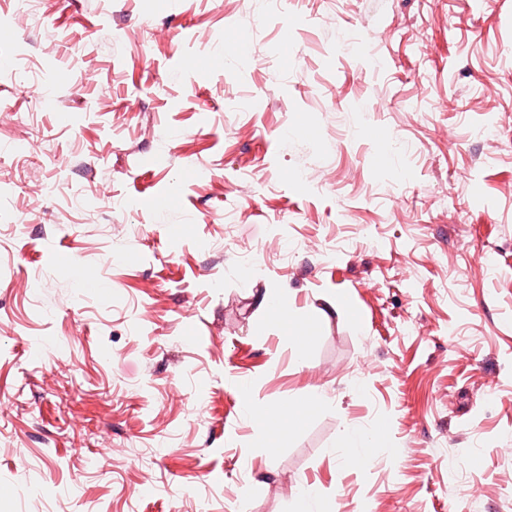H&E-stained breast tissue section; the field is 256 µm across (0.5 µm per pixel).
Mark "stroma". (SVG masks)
Listing matches in <instances>:
<instances>
[{
	"mask_svg": "<svg viewBox=\"0 0 512 512\" xmlns=\"http://www.w3.org/2000/svg\"><path fill=\"white\" fill-rule=\"evenodd\" d=\"M19 7L0 512H512V0ZM377 430L364 429L356 425H348L343 431L340 445L341 458L350 467H360L366 464L372 454Z\"/></svg>",
	"mask_w": 512,
	"mask_h": 512,
	"instance_id": "stroma-1",
	"label": "stroma"
}]
</instances>
